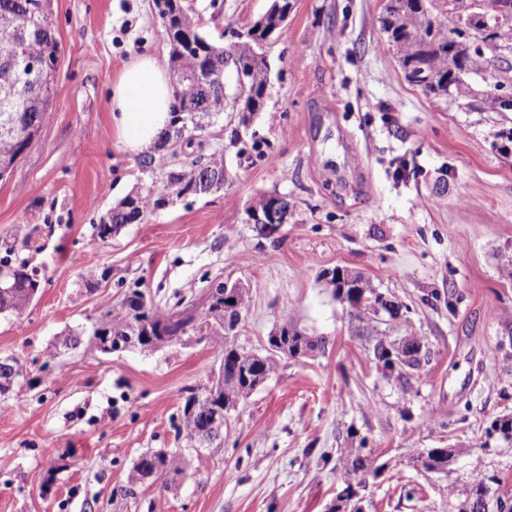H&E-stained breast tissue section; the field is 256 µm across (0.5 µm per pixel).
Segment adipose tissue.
Returning a JSON list of instances; mask_svg holds the SVG:
<instances>
[{
	"instance_id": "ef3b65f1",
	"label": "adipose tissue",
	"mask_w": 512,
	"mask_h": 512,
	"mask_svg": "<svg viewBox=\"0 0 512 512\" xmlns=\"http://www.w3.org/2000/svg\"><path fill=\"white\" fill-rule=\"evenodd\" d=\"M112 129L129 154L159 148L173 114L174 89L166 70L148 53L136 56L111 82Z\"/></svg>"
}]
</instances>
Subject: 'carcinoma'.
<instances>
[{
    "instance_id": "obj_1",
    "label": "carcinoma",
    "mask_w": 512,
    "mask_h": 512,
    "mask_svg": "<svg viewBox=\"0 0 512 512\" xmlns=\"http://www.w3.org/2000/svg\"><path fill=\"white\" fill-rule=\"evenodd\" d=\"M52 0H0V16L7 17L6 25H0V51H17L20 66L13 72L15 83V105L13 112L21 124L33 131H40L48 119L51 103L59 90L55 83L45 95L33 97L30 84L36 81L33 66L44 69L56 64L59 59V42L52 27L50 13ZM435 0H393L386 6L381 19V29L386 34L388 46L400 54L407 80L435 96L450 93L458 98L472 96L469 78L486 72L491 66L489 53L512 47V0H448L452 7L440 12L434 7ZM478 4L491 19L492 34L476 33L461 28V11ZM166 10L159 12L164 36L171 46L170 61L176 74L174 84V132L164 133V143L172 139L181 140L191 132L205 130L201 116L209 117L224 111V89L207 83V76L214 71L231 70L235 75L238 95L244 99L237 112L239 123L245 125L251 115L263 110L269 83V64L263 50V36L247 31L245 39L224 48L210 43L199 23L190 15L181 0H166ZM208 96L212 112L200 114L194 111L199 98ZM22 144L17 138L0 133V162L13 163L21 155ZM179 153L156 156L148 154L139 159L145 172L163 169L166 160L177 159ZM199 161L188 163L189 180L182 182L181 176L169 177L164 190L148 189L143 193L127 197L120 206L112 209L108 220L96 227L98 237L105 239L113 229L122 224L139 223L166 204L164 192L178 195L188 191L205 193L224 185L220 178L226 175L224 153L211 154L198 169ZM336 296L345 297L348 313L358 318L371 311L383 310L390 316L398 314L399 305L384 298L370 281L346 270L336 268L330 280ZM0 314L21 316L40 288L35 275L28 271L26 262L16 265L6 261L0 266ZM140 317L150 325L155 336H167L169 342H177L185 335L187 324L196 319L206 322L208 313L201 310L198 315L187 314L172 308H162L147 301L145 294L130 288L124 294L122 304L105 314L94 331V336H108L112 342L126 338V329L132 317ZM211 333L219 337L215 348L224 364V400L246 398L263 382L275 376L280 361L293 357L298 350L313 351L322 340L300 334L288 325V315H283L279 331L268 337L265 353L257 354L239 348L234 339L225 336L219 329ZM422 344L411 340L399 351H392L383 344L374 348L377 360L390 368L419 364ZM213 405L206 404L194 392L181 406L179 431L190 439L206 433L216 438L224 430L213 426ZM337 461L341 465L345 487L340 495L342 501L361 502V492L366 490V473L370 464L360 456L351 457L347 448L336 449ZM416 467L427 474L443 473L448 469V449L432 448L413 459ZM136 472L142 478L153 475L182 473L180 455L176 452L157 451L142 455L136 464ZM500 479L486 474L476 480L464 495L449 491L457 499L456 512H512V495L501 494L496 485Z\"/></svg>"
}]
</instances>
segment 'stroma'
<instances>
[{
	"label": "stroma",
	"mask_w": 512,
	"mask_h": 512,
	"mask_svg": "<svg viewBox=\"0 0 512 512\" xmlns=\"http://www.w3.org/2000/svg\"><path fill=\"white\" fill-rule=\"evenodd\" d=\"M210 41L229 46L271 0H183ZM268 98L246 128L232 110L184 153H224L223 188L170 195L107 240L95 227L151 183L112 132L110 82L152 53L169 66L155 0H53L60 91L28 150L0 180V259L26 261L40 288L19 318L0 314V512H328L343 482L336 451L379 466L364 512H450L448 489L495 473L512 493V49L477 76L475 98L409 83L381 29L386 0H291ZM279 194L287 224L258 236L249 209ZM369 279L401 306L348 316L325 274ZM240 283L250 308L236 338L263 350L281 319L325 346L285 358L224 419L220 439L178 436L188 390L221 360L209 339L151 351L102 350L93 331L128 288L170 307L204 304ZM423 345L413 368L386 370L374 344ZM452 450L447 472L412 466ZM183 473L139 478L150 451Z\"/></svg>",
	"instance_id": "1"
}]
</instances>
